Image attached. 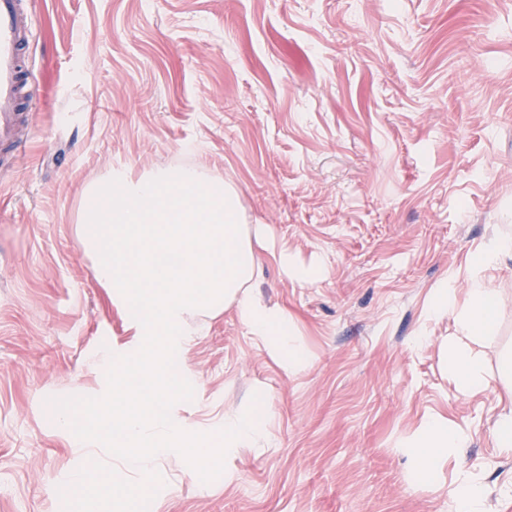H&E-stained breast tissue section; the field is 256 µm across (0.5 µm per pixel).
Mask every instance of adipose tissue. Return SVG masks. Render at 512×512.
Returning a JSON list of instances; mask_svg holds the SVG:
<instances>
[{
    "label": "adipose tissue",
    "mask_w": 512,
    "mask_h": 512,
    "mask_svg": "<svg viewBox=\"0 0 512 512\" xmlns=\"http://www.w3.org/2000/svg\"><path fill=\"white\" fill-rule=\"evenodd\" d=\"M464 306H457L447 290L434 293L431 311L434 315L456 314L459 334L444 357V365L458 387L466 393L497 390L512 392V352L500 356L496 370H488L478 345L492 335L502 296L498 288L485 280L470 281L465 290ZM466 440L463 429L449 426L447 420L429 417L406 443L414 461L413 475L422 479L432 476L439 461L449 449L462 447Z\"/></svg>",
    "instance_id": "ef3b65f1"
}]
</instances>
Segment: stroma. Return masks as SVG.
<instances>
[{
    "label": "stroma",
    "instance_id": "obj_1",
    "mask_svg": "<svg viewBox=\"0 0 512 512\" xmlns=\"http://www.w3.org/2000/svg\"><path fill=\"white\" fill-rule=\"evenodd\" d=\"M20 4L34 92L0 147V512H64L84 460L46 402L92 395L87 358L127 339L76 232L83 186L183 166L268 227L252 291L306 360L288 370L235 308L206 318L186 414L209 433L253 407L265 437L209 483L163 462L148 512H449L464 472L487 512H512L496 396L456 386V318L429 313L437 289L493 279L487 367L512 349V254L478 260L512 232V0ZM433 415L468 439L416 480L403 445Z\"/></svg>",
    "mask_w": 512,
    "mask_h": 512
}]
</instances>
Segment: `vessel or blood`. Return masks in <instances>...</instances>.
<instances>
[{
  "mask_svg": "<svg viewBox=\"0 0 512 512\" xmlns=\"http://www.w3.org/2000/svg\"><path fill=\"white\" fill-rule=\"evenodd\" d=\"M30 24L19 0H0V134L8 135L23 85L19 51L28 41Z\"/></svg>",
  "mask_w": 512,
  "mask_h": 512,
  "instance_id": "obj_1",
  "label": "vessel or blood"
}]
</instances>
